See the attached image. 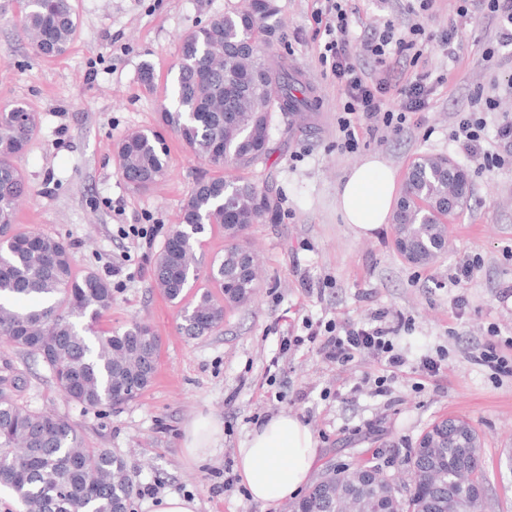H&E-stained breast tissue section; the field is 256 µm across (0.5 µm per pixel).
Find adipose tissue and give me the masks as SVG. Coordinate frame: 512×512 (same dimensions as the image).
Returning a JSON list of instances; mask_svg holds the SVG:
<instances>
[{
	"label": "adipose tissue",
	"mask_w": 512,
	"mask_h": 512,
	"mask_svg": "<svg viewBox=\"0 0 512 512\" xmlns=\"http://www.w3.org/2000/svg\"><path fill=\"white\" fill-rule=\"evenodd\" d=\"M395 170L372 155L348 171L336 191L345 224L359 237L372 236L386 224L396 201ZM222 434L216 422L191 421L184 451L194 463L209 460ZM318 441L299 418L274 416L250 432L237 450V463L252 500L274 505L297 497L309 484Z\"/></svg>",
	"instance_id": "ef3b65f1"
}]
</instances>
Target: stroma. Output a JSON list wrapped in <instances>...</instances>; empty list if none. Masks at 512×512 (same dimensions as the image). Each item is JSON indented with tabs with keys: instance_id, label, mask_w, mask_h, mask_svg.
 I'll use <instances>...</instances> for the list:
<instances>
[{
	"instance_id": "1",
	"label": "stroma",
	"mask_w": 512,
	"mask_h": 512,
	"mask_svg": "<svg viewBox=\"0 0 512 512\" xmlns=\"http://www.w3.org/2000/svg\"><path fill=\"white\" fill-rule=\"evenodd\" d=\"M228 0H72L78 27L70 49L45 58L18 31V0H0V107L23 104L36 112L38 128L14 159L30 193L17 207L18 232H42L64 242L77 271L110 278L112 307L106 329L132 321L150 324L159 338L157 370L136 398L109 409L83 411L66 402L41 365L0 344V390L33 410L68 416L87 444L109 448L132 466L138 494L134 512H156L168 495L197 500L198 512H289V502L262 507L237 478L236 450L267 417L294 416L316 436L312 474L327 468L376 463L396 481H408L406 460L422 432L444 416L466 418L483 439L488 512H512V376L475 363L488 326L512 339V167L480 168L450 134L458 113L476 95L492 97L484 147L494 151L497 125L512 117V44L502 42L499 17L472 10L457 16V0H432L429 10H410L407 0H348L359 22L350 32L353 53L385 26L403 36L423 27L428 52L418 64L390 54L394 79L426 69L444 81L425 111L390 132L357 125L353 148L341 145L337 120L343 97L318 56L325 41L317 0H277L283 28L270 53L306 81L312 108L301 117L273 113L271 152L243 175L276 192L275 220L253 225L247 243L256 255L259 282L246 307L228 311L206 336L179 333L183 306L152 286V268L204 166L161 121L174 106L181 38L222 15ZM456 24L455 53L440 36ZM152 69L153 86L141 81ZM159 133L168 148L166 175L142 192L121 178L116 146L129 132ZM380 156L397 175L423 154L446 155L469 173L470 206L448 226V248L432 265L408 264L394 247L393 224L359 238L336 208V189L347 171L368 155ZM154 235L152 245L130 234ZM480 255L468 282L453 286L456 265ZM120 274H113V265ZM464 298V312L455 301ZM378 311L403 316L394 339L410 369L386 377L366 358L327 363L315 345L282 351L284 337H306L309 326L368 321ZM442 356V372L422 378L411 368L423 356ZM385 377L374 394L364 380ZM224 425L217 454L190 462L182 448L186 425L196 418Z\"/></svg>"
}]
</instances>
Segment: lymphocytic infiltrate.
<instances>
[{
	"label": "lymphocytic infiltrate",
	"mask_w": 512,
	"mask_h": 512,
	"mask_svg": "<svg viewBox=\"0 0 512 512\" xmlns=\"http://www.w3.org/2000/svg\"><path fill=\"white\" fill-rule=\"evenodd\" d=\"M317 15L325 20L326 35L319 61L329 69L345 96L343 115L338 119L345 146H354V128L358 122L379 123L397 132L403 129L409 115L426 108L432 89L428 73H416L405 83L394 85L366 75L349 49L351 19L340 0H322ZM492 105V99L488 98L482 109L459 113L455 138L462 149L481 161L485 168L501 169L512 166V120H504L497 131L499 141L508 148L507 154L484 150V111ZM402 325V320L389 319L387 313L379 312L363 323H330L324 329H312L306 337H295L294 342L316 344L324 359L331 363L345 365L367 357L397 372L406 365L405 358L394 346V338Z\"/></svg>",
	"instance_id": "1"
}]
</instances>
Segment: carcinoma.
I'll use <instances>...</instances> for the list:
<instances>
[{
    "instance_id": "cac0c4a2",
    "label": "carcinoma",
    "mask_w": 512,
    "mask_h": 512,
    "mask_svg": "<svg viewBox=\"0 0 512 512\" xmlns=\"http://www.w3.org/2000/svg\"><path fill=\"white\" fill-rule=\"evenodd\" d=\"M272 0H237L224 14L181 39L175 107L162 121L214 171L196 179L154 264L153 286L172 301L199 279L198 235L205 225L224 228V256L213 258L207 277L222 299L202 292L183 310L181 329L204 336L218 329L227 310L255 296L257 271L247 230L273 220L278 201L245 179L221 171L246 168L269 153L271 112H303L307 86L282 62L275 73L265 49L279 31ZM40 54H63L77 30L72 0H23L17 19ZM37 128L22 104L0 109V337L40 360L61 395L83 410L124 403L153 378L158 336L145 321L121 331L101 330L112 308L111 284L93 271L79 274L70 248L39 232H15L16 206L29 193L13 163ZM167 148L154 131L128 133L117 146L119 173L147 190L163 179ZM454 191L446 158L421 155L408 169L394 211V246L410 264L427 266L448 246L442 204ZM407 498L379 466L331 468L291 507V512H484L486 473L482 437L461 417L432 423L408 458ZM127 461L109 448L88 447L70 418L34 411L0 392V486L25 512H124L133 487Z\"/></svg>"
}]
</instances>
